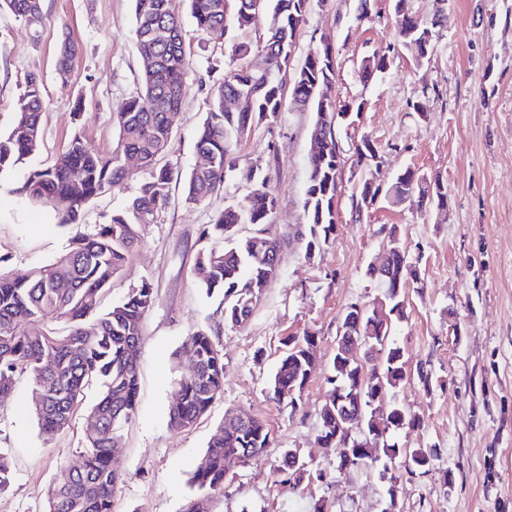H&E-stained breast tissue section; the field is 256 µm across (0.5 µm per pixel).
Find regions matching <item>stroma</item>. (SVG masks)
Segmentation results:
<instances>
[{
    "label": "stroma",
    "mask_w": 512,
    "mask_h": 512,
    "mask_svg": "<svg viewBox=\"0 0 512 512\" xmlns=\"http://www.w3.org/2000/svg\"><path fill=\"white\" fill-rule=\"evenodd\" d=\"M356 6L357 0H311L289 68L298 70L329 41L337 109L363 104L340 137L342 148L369 136L381 156L380 179L418 168L439 179L448 205L417 209L382 201L357 213L355 178L343 170L336 238L306 260L299 234L307 222L314 114L290 103L239 143L222 189L202 203H187L184 182L200 162L195 136L213 86L230 64L224 34L200 31L182 13L189 90L172 144L159 158L172 173L169 201L154 213L143 242L97 307L108 311L145 279L157 297L142 322L136 413L112 457L120 475L112 512H183L188 480L231 408L265 421L274 441L230 471L223 491L212 496V512H382L395 475L400 512H512V0H410L424 19L444 13L435 51L421 62L401 48L392 0H372L370 16L361 21ZM43 10L46 21L37 29L0 12V134L12 128L29 76L41 80L45 101L37 152L0 176V277L8 280L58 260L71 237L51 208L32 205L17 187L30 170L51 166L74 133L91 152L111 153L118 140L113 115L138 92L142 71L132 0H43ZM66 37L78 52L63 80L56 60ZM387 51L395 54L390 68L360 78L361 60ZM423 96L429 105L421 114L411 103ZM251 168L269 178L278 199L269 228L286 245L279 277L239 327L225 323L221 295H206L194 267L202 225L244 200ZM148 179V170L129 165L121 183L85 205L83 231L109 222ZM392 230L421 275L407 288L405 316L394 325L408 377L393 398L422 424L398 430L396 438L400 447L439 453L429 473L412 479L394 465L337 470L334 456L316 441L339 317L349 304H371L378 294L365 270ZM199 330L223 355L224 393L192 428L177 430L168 416L173 386L190 372L184 344ZM307 330L317 335L320 364L294 410L271 399L269 383L287 338ZM422 370L431 374L432 388L420 381ZM32 391L31 379L21 377L0 403V449L12 463L0 512H42L86 442L82 413L69 429L45 438L32 412ZM289 450L304 464L291 486L280 480ZM450 468L451 486L444 480Z\"/></svg>",
    "instance_id": "obj_1"
}]
</instances>
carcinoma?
I'll list each match as a JSON object with an SVG mask.
<instances>
[{"mask_svg":"<svg viewBox=\"0 0 512 512\" xmlns=\"http://www.w3.org/2000/svg\"><path fill=\"white\" fill-rule=\"evenodd\" d=\"M196 27L201 31L220 28L239 31L264 23L267 36L262 47L265 69L245 64L252 44L236 40L231 61L236 67L213 88L210 111L198 130L196 151L209 160L205 168H193L184 184L185 201L199 204L224 184L227 169L237 144L253 128L275 118L285 106L282 68L288 67L287 49L293 45L297 28L303 23L310 0H262L263 9L254 8L255 0H185ZM135 34L138 52L150 50L152 63L143 65V97L130 100L116 113L119 138L107 155L89 152L80 134L71 138L69 147L45 169H36L17 188V192L35 203L50 205L62 225L74 234L71 250L56 262L34 270L22 279L0 278V400L10 395L19 377L29 376L33 383L32 407L40 431L51 437L67 430L74 415L84 404L86 388L99 387V397L89 409L87 420L93 424L86 435L79 470L69 482L60 485L43 512H112V496L119 474L112 467V455L119 447L121 429L135 414L139 394V350L141 325L156 303L151 282L144 280L128 290L122 301L107 312L95 310L100 292L127 264L142 243L153 213L169 200L171 173L157 167V158L169 147L173 135L171 116L180 109L188 91V59L182 36L181 18L173 0H134ZM401 45L417 50L420 59L429 58L435 48V28L441 15L428 22L409 10L408 0H393ZM0 11H8L37 29L43 26L42 0H0ZM75 44L65 38L59 51L57 73H69ZM392 64L386 54H376L361 64L363 75L384 72ZM336 78L335 60L329 52L310 54L295 72L292 103L309 107L315 114L312 130H320L322 140L308 158V186L304 209L308 222L300 239L307 259L333 243L336 237V198L342 189L345 165L361 171L359 195L375 200L380 186L374 183L372 166L379 150L374 141L363 136L348 156L336 155L337 125L342 110L335 101L311 94L314 83L332 88ZM43 97L41 82L27 78L16 104V122L10 132L0 136V175L32 156L41 141ZM135 156L150 171V179L141 185L125 210L112 215L110 222L98 226L92 234L80 230L85 204L126 175L125 159ZM246 179L254 189L236 207H227L213 222L200 230L203 238H215L221 245L199 253L196 261L198 282L206 293L224 296V321L243 326L269 284L280 274L274 255L283 241L271 236L263 225L270 223L277 197L269 189L267 176L249 172ZM384 195L391 204H408L419 209L427 205L447 204L444 187L408 166L395 174ZM241 224L258 229L238 236ZM395 267L402 268L400 282L377 275L388 300L391 320L405 314V289L417 282L415 269L406 253L395 255ZM68 284L61 289L59 285ZM62 320L67 330L58 331L49 322ZM317 336L306 331L292 336L270 381L273 399L285 401L295 410L302 394L290 393L304 384L315 371L307 353L316 348ZM185 351L195 360L196 370L181 378L175 387L169 409V421L176 429L192 427L224 392V361L212 337L200 330L188 336ZM385 369L377 375L354 368L347 378H336V360H331L327 383L329 395L321 406L322 438L336 434V400L352 397L350 410L361 411L369 420L382 407V398L406 379L403 350L387 342L383 356ZM385 411L392 430L400 422L415 427L419 417L392 402ZM272 444L266 423L255 419L242 430L228 431L219 426L208 441L207 450L191 477L197 492L185 512H210L209 494L224 489V479L235 466L244 464ZM383 455L362 448L341 449L335 442L330 450L339 470L358 471L376 466L381 457L398 460L411 477L429 472L437 459L434 448L399 446L391 436L381 441ZM12 467L8 454L0 451V501L8 490Z\"/></svg>","mask_w":512,"mask_h":512,"instance_id":"1","label":"carcinoma"}]
</instances>
